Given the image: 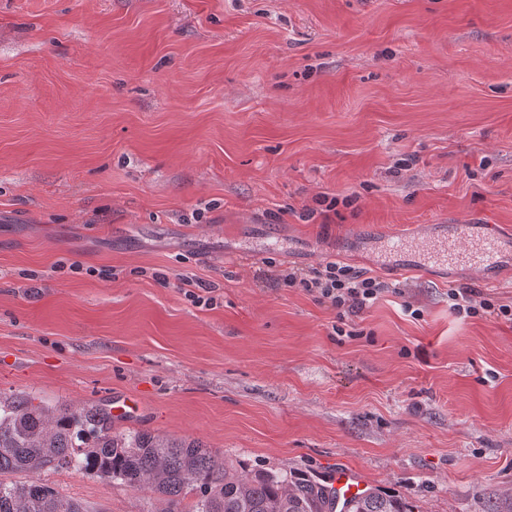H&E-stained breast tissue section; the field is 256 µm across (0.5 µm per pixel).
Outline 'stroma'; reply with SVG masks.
<instances>
[{
  "instance_id": "35a3bbf8",
  "label": "stroma",
  "mask_w": 512,
  "mask_h": 512,
  "mask_svg": "<svg viewBox=\"0 0 512 512\" xmlns=\"http://www.w3.org/2000/svg\"><path fill=\"white\" fill-rule=\"evenodd\" d=\"M432 224L512 234V0H0V394L134 397L116 429L241 473L340 463L416 512H512V322L448 301H511L512 252L489 288L378 265L372 239ZM268 258L394 290L342 318ZM480 293L476 288L470 286H459L451 288L448 291V299L453 301V307L459 314H465L467 317L478 315L480 310L482 314L490 317L504 318L512 322V305L490 302L488 299L476 300Z\"/></svg>"
}]
</instances>
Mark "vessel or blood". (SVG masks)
Instances as JSON below:
<instances>
[{
    "label": "vessel or blood",
    "mask_w": 512,
    "mask_h": 512,
    "mask_svg": "<svg viewBox=\"0 0 512 512\" xmlns=\"http://www.w3.org/2000/svg\"><path fill=\"white\" fill-rule=\"evenodd\" d=\"M511 246L512 238L478 230L471 224H459L452 234L430 231L420 241L406 235L385 237L377 244V260L384 264L393 258L417 257L426 265L463 266L485 277L500 267ZM324 485L341 503L365 491L357 474L342 465L326 476Z\"/></svg>",
    "instance_id": "obj_1"
}]
</instances>
